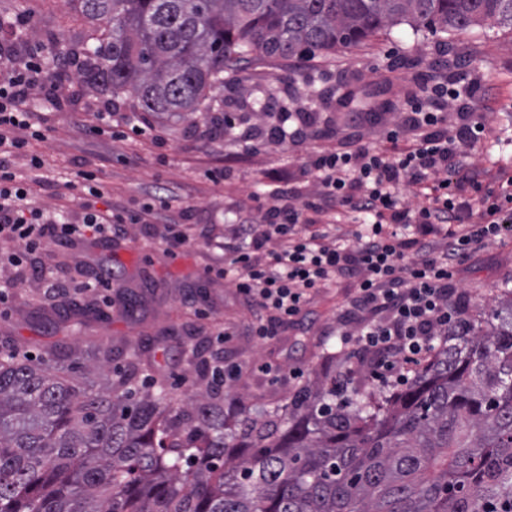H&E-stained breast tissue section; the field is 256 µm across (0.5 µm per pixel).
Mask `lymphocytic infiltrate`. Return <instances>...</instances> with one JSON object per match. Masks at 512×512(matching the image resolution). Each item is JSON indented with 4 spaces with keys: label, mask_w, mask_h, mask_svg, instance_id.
I'll list each match as a JSON object with an SVG mask.
<instances>
[{
    "label": "lymphocytic infiltrate",
    "mask_w": 512,
    "mask_h": 512,
    "mask_svg": "<svg viewBox=\"0 0 512 512\" xmlns=\"http://www.w3.org/2000/svg\"><path fill=\"white\" fill-rule=\"evenodd\" d=\"M31 22L24 10L0 19L9 33L0 42V71L7 73L0 78V270L21 267L24 255L45 241L115 242L128 239L134 224L164 225L169 252L194 243L190 209L172 199L136 212L102 210L96 201L104 192L84 171L64 184L83 196L81 210L74 221H61L14 172L13 158L27 156L29 142L44 136L26 109L31 90L49 79L44 50L29 37ZM480 89L478 81L462 89L441 76L426 81L402 109L384 101L356 110L352 95L344 94L351 123L385 122L387 147L309 156L305 171L317 185L313 195L298 202L279 191L258 199L254 216L207 241L216 255L206 274L221 277L260 309L249 335L276 339L295 324L313 290L352 282L339 314L340 344L367 355L372 377L389 387L407 384L425 357L462 329L458 266L475 248L512 234V175L485 185L469 163L485 136L472 111ZM228 125L241 139L268 147L305 140L317 130L308 112H271L258 128L240 116ZM408 133L411 144L400 146ZM405 185L419 187L420 204L402 199ZM468 187L479 202L465 197ZM342 216L357 218L359 229L336 235L332 222ZM35 281L62 300L111 286L102 275L69 285L47 267Z\"/></svg>",
    "instance_id": "lymphocytic-infiltrate-1"
}]
</instances>
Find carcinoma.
I'll use <instances>...</instances> for the list:
<instances>
[{
	"mask_svg": "<svg viewBox=\"0 0 512 512\" xmlns=\"http://www.w3.org/2000/svg\"><path fill=\"white\" fill-rule=\"evenodd\" d=\"M90 26L58 43L77 79L143 112H196L232 59L311 55L407 24L512 29V0H73ZM383 406L323 369L285 409L224 416L220 353L194 345L185 403L133 360L98 389L60 348L0 354V512H512V292ZM75 313L59 329L85 330Z\"/></svg>",
	"mask_w": 512,
	"mask_h": 512,
	"instance_id": "1",
	"label": "carcinoma"
}]
</instances>
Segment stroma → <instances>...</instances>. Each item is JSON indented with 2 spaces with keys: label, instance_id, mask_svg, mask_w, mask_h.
Instances as JSON below:
<instances>
[{
  "label": "stroma",
  "instance_id": "obj_1",
  "mask_svg": "<svg viewBox=\"0 0 512 512\" xmlns=\"http://www.w3.org/2000/svg\"><path fill=\"white\" fill-rule=\"evenodd\" d=\"M19 9L32 15L35 41L50 45L62 38L78 45L88 32L74 0H0V15ZM438 60L448 75L466 73L482 81L474 111L485 122L488 137L475 161L480 181L494 182L501 170L512 172V149L500 144L512 136V30L496 25L433 35L403 24L356 46L315 53L300 68L289 57L261 62L241 57L225 73V87L211 90L198 112L139 114L129 96L114 100L72 77L57 78L52 87L35 88L30 98V109L47 133L44 140L31 141L29 151L43 166L32 169L22 157L14 168L26 181L36 182L41 202L65 205L73 215L80 211L78 201L60 202L58 187L85 170L116 208L135 211L150 199L176 197L192 206L190 221L197 230L219 235L225 224L252 210L254 192L286 186L298 197L312 193L314 183L301 171L311 151L383 146L381 125L347 121L340 105L343 93L354 92L361 105L385 99L404 105L430 78ZM272 98L320 113V133L304 143L288 141L280 147L212 134L213 117L250 112L257 101ZM102 112L111 113L110 127H101ZM134 115L145 122L144 134L129 132L127 120ZM163 231L156 224L118 244L84 242L61 248L47 243L28 255L25 277L7 301L0 302V351L20 346L36 354L44 345H70L82 338L78 331L57 332L68 309L44 296L30 277L32 270L50 263L63 278L78 271L88 276L103 271L112 281L114 304L94 324L96 347L111 348L113 366L122 368L130 361L131 347L165 337L167 381L176 385L177 396L190 395V384L179 378L192 358L195 329L211 339L224 328L244 327L260 310L223 281L205 277L211 253L203 246L165 253ZM510 282L512 235L476 248L456 278L468 317L491 314ZM351 290L348 284L318 289L299 324L276 341L240 336L225 344V362L244 367L236 392L252 412L289 401L294 385L287 370L298 367L309 375L321 366L326 350L335 344L337 316ZM266 360L278 362L283 377L274 381L254 371V364Z\"/></svg>",
  "mask_w": 512,
  "mask_h": 512
}]
</instances>
